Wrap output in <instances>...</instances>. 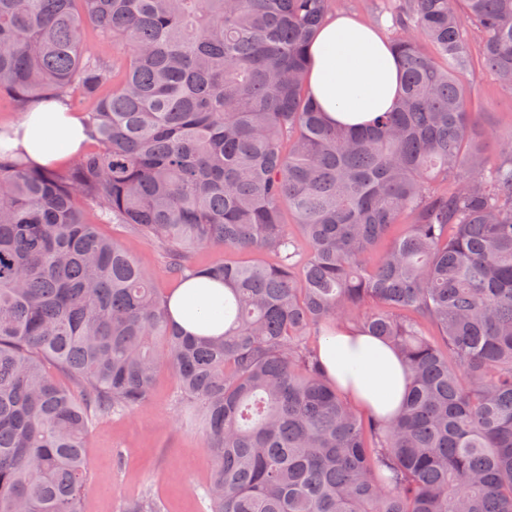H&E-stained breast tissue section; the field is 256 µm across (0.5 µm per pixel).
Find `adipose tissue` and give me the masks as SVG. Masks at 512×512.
I'll return each mask as SVG.
<instances>
[{
	"mask_svg": "<svg viewBox=\"0 0 512 512\" xmlns=\"http://www.w3.org/2000/svg\"><path fill=\"white\" fill-rule=\"evenodd\" d=\"M308 87L329 121L360 127L394 105L400 87L397 59L376 29L340 15L312 42ZM87 139L80 116L55 100L23 113L10 136L0 140V149L47 167L77 156ZM224 295L222 283L190 278L170 294L168 310L183 333L219 336ZM318 356L330 380L359 408L387 419L397 412L408 376L400 357L380 339L342 328L321 339Z\"/></svg>",
	"mask_w": 512,
	"mask_h": 512,
	"instance_id": "1",
	"label": "adipose tissue"
}]
</instances>
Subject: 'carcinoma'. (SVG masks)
I'll use <instances>...</instances> for the list:
<instances>
[{
    "label": "carcinoma",
    "mask_w": 512,
    "mask_h": 512,
    "mask_svg": "<svg viewBox=\"0 0 512 512\" xmlns=\"http://www.w3.org/2000/svg\"><path fill=\"white\" fill-rule=\"evenodd\" d=\"M332 2L0 0V96L76 92L89 129L52 169L0 150V512H83L94 418L143 406L163 366L210 512H512V136L463 80L475 30L512 95V0H391L400 93L359 131L305 81ZM101 224L223 283L224 335L183 334ZM347 325L406 363L391 419L326 376L314 340ZM196 262L198 265H207L213 262H238L242 260H251L254 262H262L266 260V256L263 254H251V255H245L235 252H226L218 251V250H212V249H201L198 250L195 254Z\"/></svg>",
    "instance_id": "obj_1"
}]
</instances>
